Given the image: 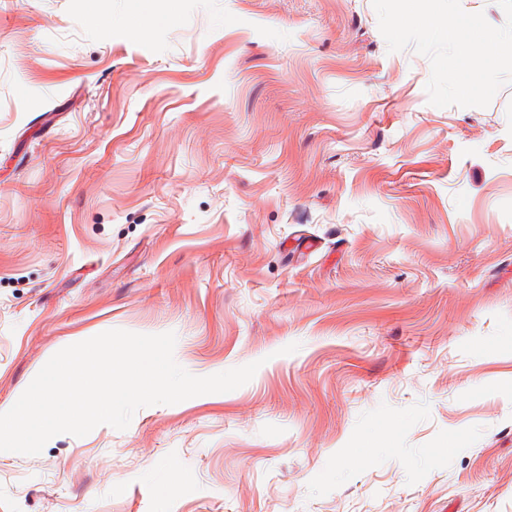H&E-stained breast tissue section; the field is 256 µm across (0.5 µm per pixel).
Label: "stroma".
Instances as JSON below:
<instances>
[{
	"label": "stroma",
	"instance_id": "1",
	"mask_svg": "<svg viewBox=\"0 0 512 512\" xmlns=\"http://www.w3.org/2000/svg\"><path fill=\"white\" fill-rule=\"evenodd\" d=\"M144 4L0 0V405L111 329L260 367L0 451V512H512V84L431 105L372 0Z\"/></svg>",
	"mask_w": 512,
	"mask_h": 512
}]
</instances>
